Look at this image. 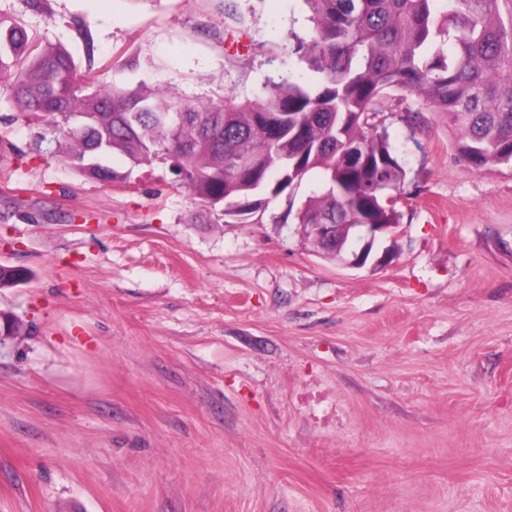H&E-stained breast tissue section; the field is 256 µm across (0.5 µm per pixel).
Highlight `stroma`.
Returning <instances> with one entry per match:
<instances>
[{
    "instance_id": "stroma-1",
    "label": "stroma",
    "mask_w": 512,
    "mask_h": 512,
    "mask_svg": "<svg viewBox=\"0 0 512 512\" xmlns=\"http://www.w3.org/2000/svg\"><path fill=\"white\" fill-rule=\"evenodd\" d=\"M0 0L94 74L192 103L284 77L302 0ZM85 24L91 43L76 34ZM381 107L406 160L386 266L225 223L168 167L100 181L0 90V512H512V168Z\"/></svg>"
}]
</instances>
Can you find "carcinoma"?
Segmentation results:
<instances>
[{"label":"carcinoma","mask_w":512,"mask_h":512,"mask_svg":"<svg viewBox=\"0 0 512 512\" xmlns=\"http://www.w3.org/2000/svg\"><path fill=\"white\" fill-rule=\"evenodd\" d=\"M310 39L299 66L254 100L226 96L191 104L176 94L127 91L87 72L61 45L43 43L17 17L0 15V76L22 115L45 119L61 159L113 181L105 160L165 163L180 184L224 220L259 222L288 196L298 224H398L386 203L407 169L379 104L389 92L416 97L400 116L412 126L433 113L452 126L456 157L473 170L512 165V0H303ZM317 186L300 203L311 176ZM0 267V288L27 283Z\"/></svg>","instance_id":"1"}]
</instances>
